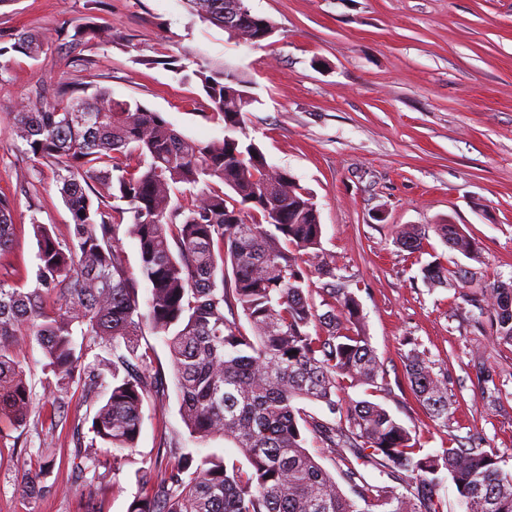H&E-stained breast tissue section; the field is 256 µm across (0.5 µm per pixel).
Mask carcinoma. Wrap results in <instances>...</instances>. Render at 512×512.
Segmentation results:
<instances>
[{"mask_svg":"<svg viewBox=\"0 0 512 512\" xmlns=\"http://www.w3.org/2000/svg\"><path fill=\"white\" fill-rule=\"evenodd\" d=\"M191 11L224 27V0H187ZM72 51L112 41V29L85 23L63 29ZM41 37L20 29L0 37V58H39ZM221 140L200 142L140 103L117 99L107 87L59 81L56 96L20 106L14 138L35 161L51 166L73 222L67 241L32 217L35 279L28 288L0 281V417L14 428L31 413L18 360L22 342H36L58 390L76 386L95 396L109 376L107 397L92 416L94 439L110 448L112 467L135 447L144 400L164 372L137 368L145 326L168 349L180 414L191 439L232 443L246 464L216 453H182L174 467L141 470L147 493L130 512H441L437 474L451 477L465 512H512V470L483 448L424 454L409 430L381 405L345 399L348 387L378 385L383 366L346 288H328L330 310L318 309L306 284L304 256L320 259L322 227L308 192L280 173L276 185L263 152L243 133L250 80L222 63L193 71ZM94 112H73L80 104ZM223 184L231 194H226ZM130 222H125V219ZM11 202L0 197V254L13 243ZM448 245L475 259L474 242L456 224H435ZM134 239L139 275L125 262L120 232ZM423 278L441 283L456 272L431 262ZM146 287L148 297L141 298ZM490 291L493 336L512 345V286ZM245 317L249 329L239 323ZM105 343L97 367L82 365L86 337ZM405 376L432 420L445 424L454 401L446 379L425 354H405ZM339 415L328 421L302 402ZM337 458L347 496L308 449L307 435ZM366 459L410 496L366 481L352 459Z\"/></svg>","mask_w":512,"mask_h":512,"instance_id":"cac0c4a2","label":"carcinoma"}]
</instances>
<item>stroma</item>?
<instances>
[{
  "label": "stroma",
  "instance_id": "1",
  "mask_svg": "<svg viewBox=\"0 0 512 512\" xmlns=\"http://www.w3.org/2000/svg\"><path fill=\"white\" fill-rule=\"evenodd\" d=\"M270 19L274 34L254 47L230 39L194 15L186 0H0V33L23 27L48 43L39 59L0 63V196L12 205L15 236L0 256V279L29 285L37 245L30 223L49 224L58 238L73 232L49 165L33 161L10 133L13 112L36 88L53 96L57 81L101 85L115 98L162 113L199 141L224 136L207 119L208 102L190 74L195 61L230 62L252 81L244 131L268 165L289 172L313 198L322 248L337 287L353 291L383 365L377 388L347 397L381 404L425 452L479 446L512 469V346L497 344L477 324L470 288L512 281V0H247ZM94 20L112 40L74 60L58 33ZM179 60L180 69L170 66ZM452 222L474 240L478 259L448 248L433 232ZM424 231L423 252L402 247L404 228ZM456 271L433 285L429 262ZM425 352L458 402L441 425L428 417L404 375L410 348ZM31 414L25 427L0 432V512H128L144 490L140 470L159 448L238 459L218 439L192 441L173 380L152 390L136 447L104 469V490L75 453V431L92 440L94 410L79 390L53 421L55 380L40 346L19 355ZM494 370L509 400L491 402L475 362ZM39 473L42 497L29 504L22 474Z\"/></svg>",
  "mask_w": 512,
  "mask_h": 512
}]
</instances>
